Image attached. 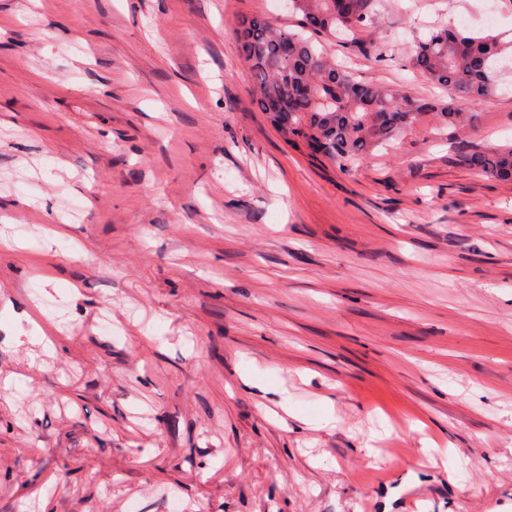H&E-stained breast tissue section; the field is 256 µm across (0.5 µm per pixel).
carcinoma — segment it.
<instances>
[{
	"label": "carcinoma",
	"instance_id": "carcinoma-1",
	"mask_svg": "<svg viewBox=\"0 0 512 512\" xmlns=\"http://www.w3.org/2000/svg\"><path fill=\"white\" fill-rule=\"evenodd\" d=\"M382 0H288L297 30L279 28L260 16L242 21L238 50L247 63L262 111L290 143L304 145L342 166L362 162L390 145L423 113L434 114L437 131L460 122L456 99L478 106L512 74V40L437 27L418 40L411 65L451 92L448 101L408 98L362 82L324 53L322 39L347 35L350 48L379 55L369 37ZM463 162L477 174L512 180V147L470 148Z\"/></svg>",
	"mask_w": 512,
	"mask_h": 512
}]
</instances>
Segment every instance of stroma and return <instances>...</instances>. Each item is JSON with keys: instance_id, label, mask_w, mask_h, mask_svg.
<instances>
[{"instance_id": "obj_1", "label": "stroma", "mask_w": 512, "mask_h": 512, "mask_svg": "<svg viewBox=\"0 0 512 512\" xmlns=\"http://www.w3.org/2000/svg\"><path fill=\"white\" fill-rule=\"evenodd\" d=\"M286 2L0 0V512H512V180L459 160L512 147V84L311 156L235 48ZM441 24L512 5L387 0L381 57L328 51L442 98Z\"/></svg>"}]
</instances>
